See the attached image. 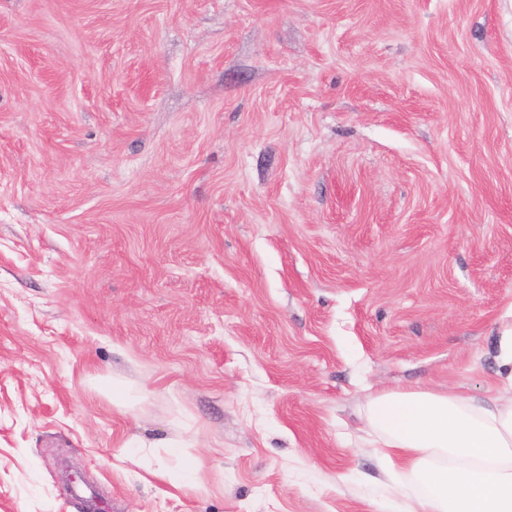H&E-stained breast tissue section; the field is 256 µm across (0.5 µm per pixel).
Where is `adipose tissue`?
Instances as JSON below:
<instances>
[{
	"label": "adipose tissue",
	"mask_w": 512,
	"mask_h": 512,
	"mask_svg": "<svg viewBox=\"0 0 512 512\" xmlns=\"http://www.w3.org/2000/svg\"><path fill=\"white\" fill-rule=\"evenodd\" d=\"M494 394L384 390L368 423L406 479L408 512H512V322L503 324Z\"/></svg>",
	"instance_id": "ef3b65f1"
}]
</instances>
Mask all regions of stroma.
<instances>
[{"instance_id":"stroma-1","label":"stroma","mask_w":512,"mask_h":512,"mask_svg":"<svg viewBox=\"0 0 512 512\" xmlns=\"http://www.w3.org/2000/svg\"><path fill=\"white\" fill-rule=\"evenodd\" d=\"M511 317L512 0H0V512H405Z\"/></svg>"}]
</instances>
